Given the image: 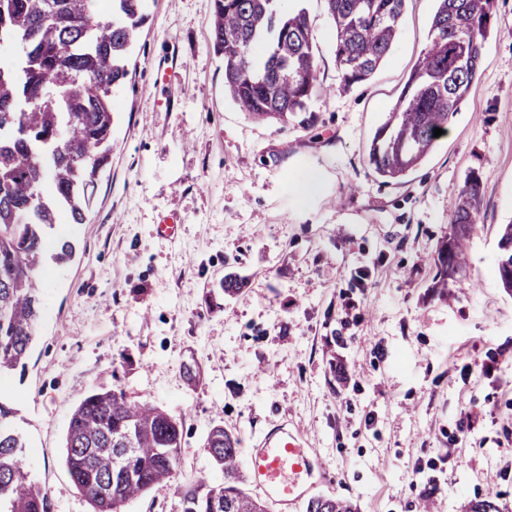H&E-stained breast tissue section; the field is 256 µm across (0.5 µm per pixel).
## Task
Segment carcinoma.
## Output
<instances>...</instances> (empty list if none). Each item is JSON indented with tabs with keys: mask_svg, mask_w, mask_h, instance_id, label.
Returning <instances> with one entry per match:
<instances>
[{
	"mask_svg": "<svg viewBox=\"0 0 512 512\" xmlns=\"http://www.w3.org/2000/svg\"><path fill=\"white\" fill-rule=\"evenodd\" d=\"M0 0V375L25 370L41 312V272L74 254L47 240L57 216L84 224L99 172L110 163L114 93L129 75L148 20L145 0ZM213 52L224 59V86L250 117L288 125L319 88L308 12L280 0H212ZM406 0H324L335 25L340 87L369 80L391 50ZM430 37L397 102L376 130L368 165L400 181L435 149L434 129L449 119L478 80L482 46L493 28V0H436ZM482 206L471 175L450 199L451 232L438 250L436 287L459 272ZM497 269L512 292V222L501 227ZM17 409L0 399V512H48L47 491L28 470ZM180 422L115 388L93 391L73 409L65 434L69 476L92 512H125L171 482L180 463ZM203 448L224 483L182 493V512H266L246 491L238 438L210 428ZM306 512H354L334 497L308 500Z\"/></svg>",
	"mask_w": 512,
	"mask_h": 512,
	"instance_id": "obj_1",
	"label": "carcinoma"
}]
</instances>
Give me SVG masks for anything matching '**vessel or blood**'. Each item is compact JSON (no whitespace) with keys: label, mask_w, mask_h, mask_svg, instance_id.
I'll return each mask as SVG.
<instances>
[{"label":"vessel or blood","mask_w":512,"mask_h":512,"mask_svg":"<svg viewBox=\"0 0 512 512\" xmlns=\"http://www.w3.org/2000/svg\"><path fill=\"white\" fill-rule=\"evenodd\" d=\"M245 462L253 485L275 512H297L299 504L332 476L314 454L308 436L285 425L250 442Z\"/></svg>","instance_id":"vessel-or-blood-1"}]
</instances>
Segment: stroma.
<instances>
[{
	"label": "stroma",
	"instance_id": "stroma-1",
	"mask_svg": "<svg viewBox=\"0 0 512 512\" xmlns=\"http://www.w3.org/2000/svg\"><path fill=\"white\" fill-rule=\"evenodd\" d=\"M146 4L136 66L114 94L112 161L87 223L60 217L53 237L75 253L43 270L26 371L0 379L49 512H90L65 433L88 393L115 387L183 427L171 485L126 512H181L182 491L221 483L203 448L213 425L244 444L286 421L334 473L321 494L358 512H420L429 492L433 512L489 497L512 512V294L497 270L512 221V0H495L498 33L447 133L391 183L366 156L429 40L435 0H408L394 47L346 93L335 30L322 0H308L322 89L305 127L240 111L211 48L212 0ZM161 66L171 84L156 83ZM175 86L183 102L164 109ZM312 172L320 190L301 197ZM473 173L483 200L466 276L442 298L432 258L448 199ZM166 217L175 239L157 232ZM230 272L248 284L225 298Z\"/></svg>",
	"mask_w": 512,
	"mask_h": 512
}]
</instances>
